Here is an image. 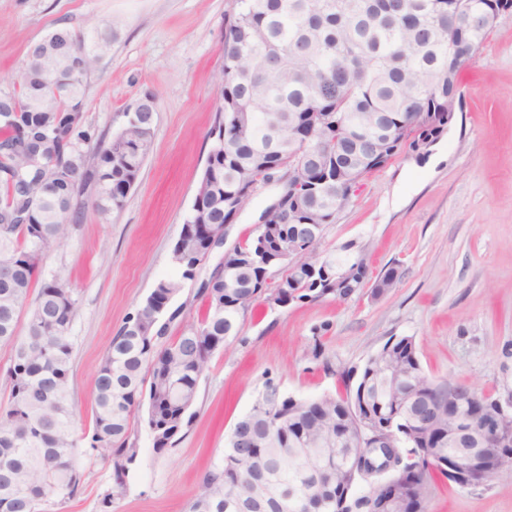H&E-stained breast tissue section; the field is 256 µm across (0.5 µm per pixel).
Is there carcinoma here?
Wrapping results in <instances>:
<instances>
[{"label":"carcinoma","instance_id":"1","mask_svg":"<svg viewBox=\"0 0 512 512\" xmlns=\"http://www.w3.org/2000/svg\"><path fill=\"white\" fill-rule=\"evenodd\" d=\"M225 16L224 69L217 84L219 106L209 131L206 177L174 244L181 277L195 278L211 237L198 225L224 230L231 200L248 201L256 179L294 172L292 158L310 171L316 194L302 208L288 198V212L267 218L265 246L277 250L295 224L336 222V195L348 197V174L359 179L384 167L402 148L418 150L448 129V99L460 100L458 74L466 59L458 46L475 54L490 27L472 22L502 0H234ZM58 54L73 59L100 46L109 35L87 37L66 27L51 32ZM33 44L10 91L12 112H0V343L10 347L6 370L8 404L0 407V512H41L54 497L61 503L79 493L81 461L101 455L112 466L108 498L123 494L138 448L135 429L144 423L152 447H173L188 423L199 382L212 356L224 350L241 321L261 298L252 285L260 274L248 265L224 280L214 271L197 295L205 317L185 322L167 335L181 308H171L182 282L157 283L117 332L98 369L92 429L77 436L69 384L73 374L72 329L76 300L68 283L45 278L35 299L31 289L43 255L57 246L70 224L81 221L90 194L101 215L121 210L145 156L127 153L150 146L155 113L142 112L110 139L93 138L84 117L85 80L93 66L52 68L38 60ZM236 112L252 116L246 135L224 138ZM45 140L55 156L47 170L27 169L23 144ZM96 140L93 149L83 146ZM330 262L349 263L351 280L327 293L314 290L308 266H285L284 286L302 301L357 294L367 280L360 255ZM398 268L376 278L372 295L396 285ZM402 376L425 389L395 419L405 462L395 468L357 432V416L381 431L396 411L394 382L385 380L369 357L356 386L345 396L278 398L267 383L246 417L270 433L246 455L227 451L200 482L189 512H376L389 485L399 499L394 512H427L429 480L448 477L458 449L448 443V400L444 383L423 369L411 336L381 348ZM493 398L474 392L464 414L487 416ZM146 407L143 420L137 412ZM268 481L262 498L249 496L252 471ZM58 486L48 496L45 484Z\"/></svg>","mask_w":512,"mask_h":512}]
</instances>
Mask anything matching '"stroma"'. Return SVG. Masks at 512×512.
<instances>
[{
    "label": "stroma",
    "mask_w": 512,
    "mask_h": 512,
    "mask_svg": "<svg viewBox=\"0 0 512 512\" xmlns=\"http://www.w3.org/2000/svg\"><path fill=\"white\" fill-rule=\"evenodd\" d=\"M233 0H0V90L29 48L55 29L107 28L112 42L86 83L87 126L112 136L144 96L154 98L151 150L121 211L86 209L41 261L77 302L69 394L75 428L93 424L94 382L109 343L155 285L180 278L171 248L191 210L211 142ZM461 107L424 156L402 149L356 187L316 256L354 243L369 276L398 266L384 297L369 292L288 307L259 304L200 380L194 416L158 453L139 431L124 494L108 499L111 469L85 466L77 497L43 512H188L231 430L274 383L290 396L345 394L350 372L389 339L414 337L424 370L494 397L512 392V12L491 28L460 76ZM281 188L259 182L227 229L228 242ZM429 512H512V477L463 489L435 478Z\"/></svg>",
    "instance_id": "stroma-1"
}]
</instances>
